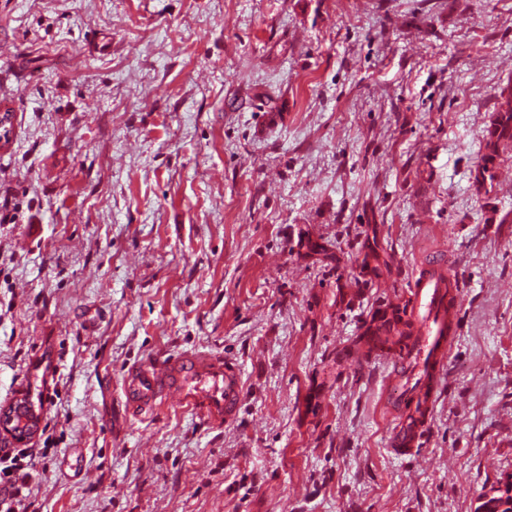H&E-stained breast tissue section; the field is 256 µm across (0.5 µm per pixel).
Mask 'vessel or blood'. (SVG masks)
Listing matches in <instances>:
<instances>
[{
	"mask_svg": "<svg viewBox=\"0 0 512 512\" xmlns=\"http://www.w3.org/2000/svg\"><path fill=\"white\" fill-rule=\"evenodd\" d=\"M455 288L441 267L421 270L412 280L408 303L388 304L378 317V327L404 332L403 344H386L379 335L370 342L374 354L395 356L405 364L404 383L395 398L403 415L390 441L402 454L417 448L430 422L454 332ZM121 391L126 408L135 415L172 403L216 424L234 420L242 399L237 365L220 355L195 352L130 368Z\"/></svg>",
	"mask_w": 512,
	"mask_h": 512,
	"instance_id": "b4317fda",
	"label": "vessel or blood"
}]
</instances>
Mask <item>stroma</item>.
<instances>
[{
	"instance_id": "obj_1",
	"label": "stroma",
	"mask_w": 512,
	"mask_h": 512,
	"mask_svg": "<svg viewBox=\"0 0 512 512\" xmlns=\"http://www.w3.org/2000/svg\"><path fill=\"white\" fill-rule=\"evenodd\" d=\"M512 0H0V408L55 392L40 512H482L512 484ZM442 262L459 322L415 455L403 368L347 361ZM237 363L223 426L133 365ZM497 97L498 108L486 138L487 152L473 170L474 183L479 192L485 189L487 182L492 186L500 147L510 145L512 148V80L499 89Z\"/></svg>"
}]
</instances>
